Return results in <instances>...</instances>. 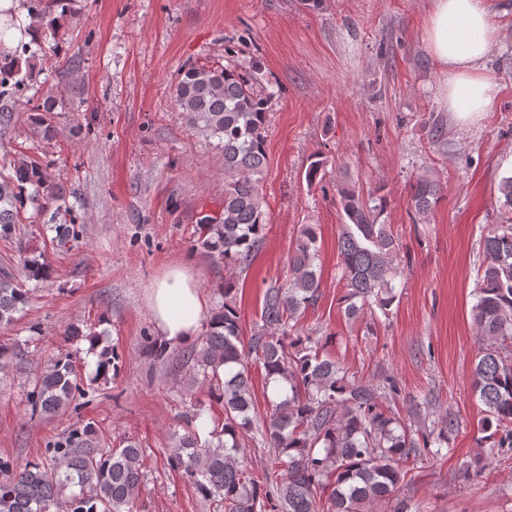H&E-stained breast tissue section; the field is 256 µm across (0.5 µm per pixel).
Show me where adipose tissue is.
Listing matches in <instances>:
<instances>
[{
    "mask_svg": "<svg viewBox=\"0 0 512 512\" xmlns=\"http://www.w3.org/2000/svg\"><path fill=\"white\" fill-rule=\"evenodd\" d=\"M491 0H432L427 47L445 77V104L458 122L475 121L490 111L499 87L484 72L497 43ZM151 314L160 336L172 345L197 336L207 310L188 267L172 269L151 290Z\"/></svg>",
    "mask_w": 512,
    "mask_h": 512,
    "instance_id": "adipose-tissue-1",
    "label": "adipose tissue"
}]
</instances>
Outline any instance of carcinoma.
<instances>
[{"instance_id": "1", "label": "carcinoma", "mask_w": 512, "mask_h": 512, "mask_svg": "<svg viewBox=\"0 0 512 512\" xmlns=\"http://www.w3.org/2000/svg\"><path fill=\"white\" fill-rule=\"evenodd\" d=\"M41 21L44 35L55 38L59 18L70 12L68 0H26ZM25 44L0 51V88L19 86L29 67ZM173 102L186 122L217 140L224 151V212L199 220L202 246L230 268L248 267L264 239L269 218L263 209L268 98L251 78L220 65L191 64L180 70ZM327 157L317 154L305 170L310 186L323 180ZM51 162L23 154L0 165V238L12 236L20 215L32 208L40 215L62 210L53 192ZM443 187L425 171L411 184L414 215L428 216L442 198ZM342 224L337 238L342 304L346 317L358 321L388 316L399 299L397 279L404 270L399 241L381 221L389 193L383 185L365 194L355 186L336 188ZM53 242L66 248L75 229L53 226ZM318 227L304 224L288 262V277L264 292L260 324L243 341L239 314L228 301L234 285L224 283V304L197 340L176 352L189 371L191 387L206 390L221 413L200 435L188 418L166 459L213 512H372L399 489L401 465L429 454L440 455L457 428L453 415L412 427L383 404L398 394L395 379L358 381L323 353L324 342L303 336L298 317L318 301L316 271ZM480 277L475 288L472 321L480 348L472 369V388L481 404V442L512 451V217L481 228ZM20 274L41 281L46 267L37 256L21 261ZM30 300L17 275L0 270V327L11 326ZM93 380L117 374L124 358L114 345L100 346ZM143 352L158 360L167 344L144 337ZM264 370L265 384L282 382L272 412L254 411L248 358ZM224 373H219V368ZM86 395L69 355L60 354L35 376L27 393L33 416H49ZM272 449L269 467L253 475L241 457L245 435ZM139 442L116 448L95 445L90 425L71 429L39 458L20 463L0 457V512H134L141 486L148 480Z\"/></svg>"}]
</instances>
